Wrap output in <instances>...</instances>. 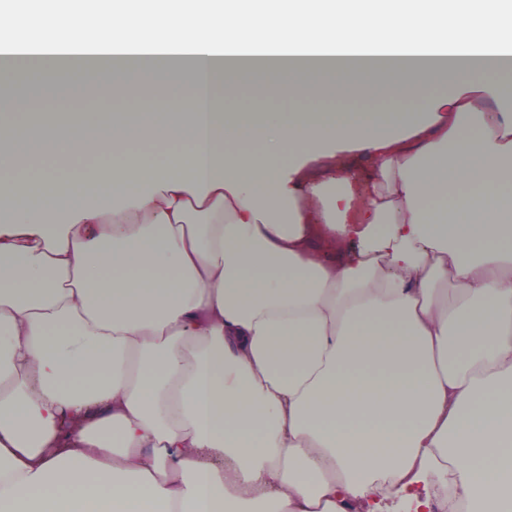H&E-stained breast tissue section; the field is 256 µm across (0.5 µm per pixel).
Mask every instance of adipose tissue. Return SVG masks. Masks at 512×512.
Segmentation results:
<instances>
[{"label": "adipose tissue", "mask_w": 512, "mask_h": 512, "mask_svg": "<svg viewBox=\"0 0 512 512\" xmlns=\"http://www.w3.org/2000/svg\"><path fill=\"white\" fill-rule=\"evenodd\" d=\"M173 3L99 75L188 91L169 123L13 141L0 99V512L512 505V0H77L71 47ZM227 54L387 71L399 107L225 113ZM140 132L191 151L147 165ZM48 144L34 200L9 171ZM92 152L123 162L68 176Z\"/></svg>", "instance_id": "adipose-tissue-1"}]
</instances>
